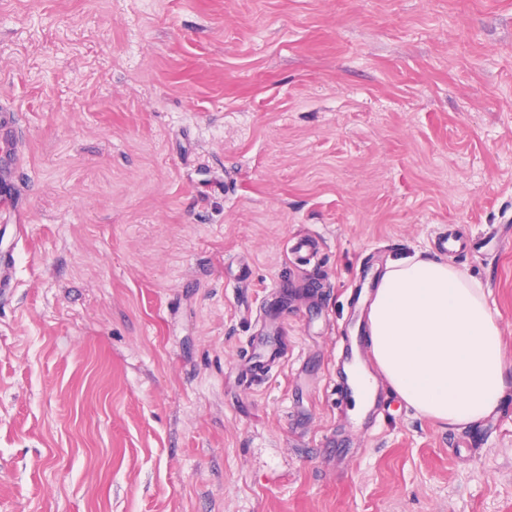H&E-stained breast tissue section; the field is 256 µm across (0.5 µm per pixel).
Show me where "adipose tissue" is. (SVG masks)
Listing matches in <instances>:
<instances>
[{"label":"adipose tissue","instance_id":"obj_1","mask_svg":"<svg viewBox=\"0 0 512 512\" xmlns=\"http://www.w3.org/2000/svg\"><path fill=\"white\" fill-rule=\"evenodd\" d=\"M366 340L383 377L417 412L471 423L507 386L501 329L481 284L418 255L390 263L375 290Z\"/></svg>","mask_w":512,"mask_h":512}]
</instances>
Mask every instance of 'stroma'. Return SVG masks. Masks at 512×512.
Masks as SVG:
<instances>
[{
	"label": "stroma",
	"mask_w": 512,
	"mask_h": 512,
	"mask_svg": "<svg viewBox=\"0 0 512 512\" xmlns=\"http://www.w3.org/2000/svg\"><path fill=\"white\" fill-rule=\"evenodd\" d=\"M9 119L0 512H512V380L456 426L336 392L414 253L512 371V0H0Z\"/></svg>",
	"instance_id": "obj_1"
}]
</instances>
